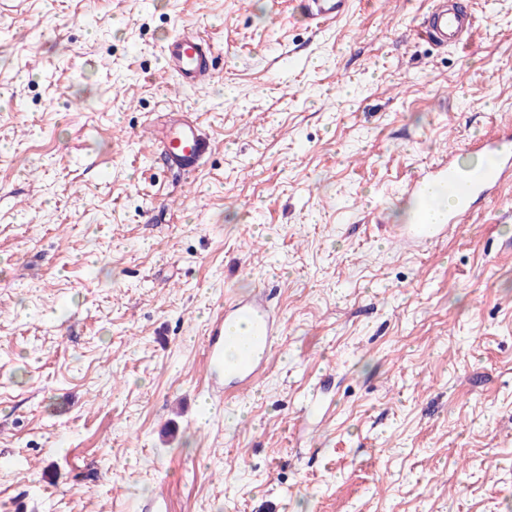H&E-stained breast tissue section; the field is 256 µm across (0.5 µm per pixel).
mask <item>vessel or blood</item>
I'll list each match as a JSON object with an SVG mask.
<instances>
[{
    "instance_id": "1",
    "label": "vessel or blood",
    "mask_w": 512,
    "mask_h": 512,
    "mask_svg": "<svg viewBox=\"0 0 512 512\" xmlns=\"http://www.w3.org/2000/svg\"><path fill=\"white\" fill-rule=\"evenodd\" d=\"M349 4L350 0H306V21L310 28L322 29L344 15ZM423 31L439 45L463 46L471 37L472 16L456 0H434L423 17ZM163 58L188 88L207 84L216 75L209 45L187 29L166 38ZM158 147L168 168L188 175L195 172L210 143L197 123L176 121L163 131ZM474 147L489 157V164L465 168L451 153L407 182L406 190L420 208L415 221L400 230L401 238L424 243L447 235L512 177V123L499 125L493 134L477 139ZM277 332V318L262 296L232 301L224 306L223 320L215 321L211 328L209 360L223 367L230 381L253 379Z\"/></svg>"
}]
</instances>
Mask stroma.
Returning a JSON list of instances; mask_svg holds the SVG:
<instances>
[{
  "mask_svg": "<svg viewBox=\"0 0 512 512\" xmlns=\"http://www.w3.org/2000/svg\"><path fill=\"white\" fill-rule=\"evenodd\" d=\"M0 10V512H512V179L401 246L404 186L512 118V0H5ZM215 59L183 91L165 39ZM197 121L163 167L144 128ZM281 322L213 396L228 298ZM350 0H306L305 18L310 28L320 30L336 20L349 9ZM423 25L424 33L440 46H464L471 37L472 15L454 0H435ZM158 147L168 168L189 175L209 151L210 142L197 123L176 121L162 132Z\"/></svg>",
  "mask_w": 512,
  "mask_h": 512,
  "instance_id": "stroma-1",
  "label": "stroma"
}]
</instances>
